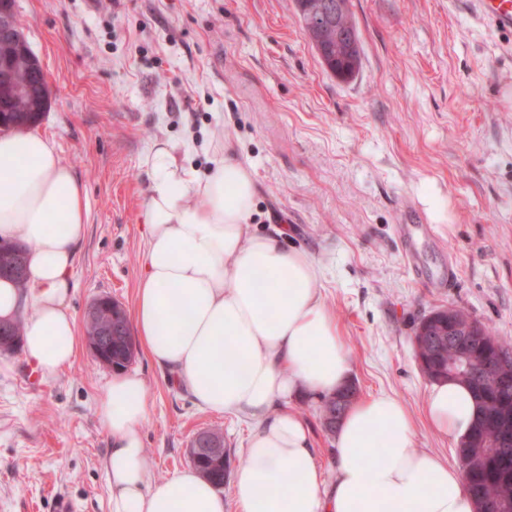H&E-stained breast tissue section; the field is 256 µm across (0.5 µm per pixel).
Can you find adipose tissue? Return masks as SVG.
<instances>
[{"label":"adipose tissue","instance_id":"1","mask_svg":"<svg viewBox=\"0 0 512 512\" xmlns=\"http://www.w3.org/2000/svg\"><path fill=\"white\" fill-rule=\"evenodd\" d=\"M178 150L158 141L148 155L147 248L131 322L151 362L198 408L250 422L231 476L234 512H477L461 469L417 448L409 410L388 392L350 405L325 479L294 409L299 398L334 394L350 368L320 292L321 267L289 244L287 227L254 228L258 187L232 147L203 174ZM86 217L84 188L51 139L0 134V239L29 248L25 277L0 279V319L23 321L24 358L46 377L77 352L69 295ZM95 412L111 441L103 469L112 512H227L223 493L195 468L153 482L138 372L102 386ZM425 412L434 432L458 440L477 408L467 388L440 381L428 388ZM373 448L384 449L382 463L371 461Z\"/></svg>","mask_w":512,"mask_h":512}]
</instances>
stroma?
I'll return each instance as SVG.
<instances>
[{
	"instance_id": "35a3bbf8",
	"label": "stroma",
	"mask_w": 512,
	"mask_h": 512,
	"mask_svg": "<svg viewBox=\"0 0 512 512\" xmlns=\"http://www.w3.org/2000/svg\"><path fill=\"white\" fill-rule=\"evenodd\" d=\"M361 42L356 75L326 71L294 0H16L17 21L49 87L35 130L83 184L88 219L69 306L83 320L111 296L132 309L146 248V155L186 142L212 167L215 137L254 171L253 222L287 225L323 270L360 396L397 395L419 448L455 461V440L430 431V385L414 357L416 324L467 309L512 343V33L469 0H349ZM422 217L421 276L397 227ZM0 376V512H112L109 447L95 396L112 376L86 345L57 377L30 383L22 353ZM148 414L151 477L191 464L202 430L224 436L231 462L248 426L199 409L136 351Z\"/></svg>"
}]
</instances>
